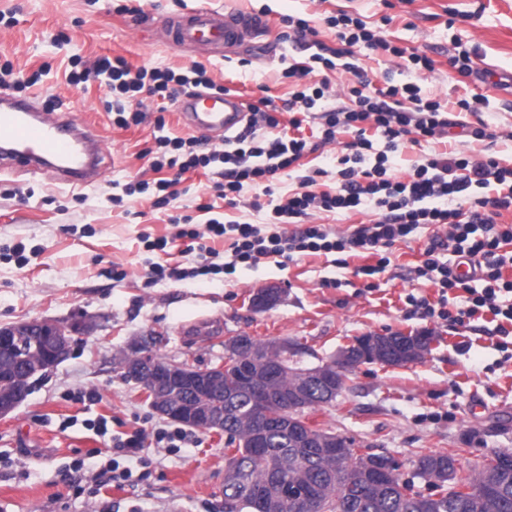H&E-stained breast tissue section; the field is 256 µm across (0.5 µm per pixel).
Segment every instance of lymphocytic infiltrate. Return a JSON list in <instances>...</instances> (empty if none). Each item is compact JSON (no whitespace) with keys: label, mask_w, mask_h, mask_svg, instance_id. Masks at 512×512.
I'll return each instance as SVG.
<instances>
[{"label":"lymphocytic infiltrate","mask_w":512,"mask_h":512,"mask_svg":"<svg viewBox=\"0 0 512 512\" xmlns=\"http://www.w3.org/2000/svg\"><path fill=\"white\" fill-rule=\"evenodd\" d=\"M338 39L345 44V70L357 80L347 88L349 107L320 110L321 101L331 95L328 77L310 84L306 78L315 66L334 70L335 62L324 54L315 53L305 65L288 67L286 78L300 80V90L293 92L284 105L272 98L259 99L250 123L229 139L224 149H205L201 139L161 135L156 139L154 171H175V178L160 177L155 181L138 180L124 185L122 194L113 196V203L124 197L150 194L153 205L164 208L174 201L178 192V175L198 168L214 169L220 178L218 196L228 205H236L247 185L272 184L286 170L293 168L311 146L301 130L313 113L323 119L321 145L336 143L342 132H352L354 139L337 157L339 182L334 191L315 193L314 179L299 178L298 192L273 206L269 221L273 232L236 220L222 222L209 219L205 230L193 227L180 229L179 237L189 239L190 250L196 251L198 266L186 270L152 264L150 273L158 280L182 281L189 277L224 273L233 274L236 267L257 264L265 257L293 259L306 253H352L374 255L378 261L360 267L361 275L371 277L384 271L389 263L381 249L406 240L420 225L447 227L446 236H434L426 258L418 269L419 275L434 274L439 288L437 303L424 298H412V305L423 316L453 319L455 325L467 326L482 313L503 317L512 322V303L501 304L499 297L512 295V280L504 279L502 270L512 266V255L502 253L504 243L512 241V225L502 223L504 212H512V166H504L496 157L476 159L462 153H434L424 163L413 165L407 180L399 181L389 172V157L402 151L405 144L445 139L454 121L450 110L434 99L421 95L413 83L376 86L362 77L354 47L388 49L393 57L405 60L407 68L429 71L433 62L427 56L397 46H389L362 19L347 13L328 17ZM67 76L70 85L77 86L96 78H104L112 98L106 109L113 125L129 127L141 124L149 105L157 100L175 102L181 92L189 89H215L216 83L205 66L132 68L124 57L102 55L94 61L79 56L70 59ZM289 116V132L279 129L278 112ZM508 186L506 194L491 195V185ZM378 211L377 220L349 232H333L324 225L310 223L316 212H352L364 204ZM305 220L304 228L287 233L284 225ZM224 237L231 241V259L216 263V251L207 246L210 238ZM451 249L453 254L472 264L471 277L456 274L453 265L440 261L439 253ZM478 280L482 289H474L470 280ZM453 289L468 292V305L457 313L447 308L448 293Z\"/></svg>","instance_id":"f902f5d3"}]
</instances>
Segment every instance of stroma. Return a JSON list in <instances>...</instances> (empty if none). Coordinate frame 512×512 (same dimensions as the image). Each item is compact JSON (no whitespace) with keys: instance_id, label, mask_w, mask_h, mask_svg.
Returning <instances> with one entry per match:
<instances>
[{"instance_id":"stroma-1","label":"stroma","mask_w":512,"mask_h":512,"mask_svg":"<svg viewBox=\"0 0 512 512\" xmlns=\"http://www.w3.org/2000/svg\"><path fill=\"white\" fill-rule=\"evenodd\" d=\"M199 2L143 0L145 17L136 21L116 13L113 0H0V13L14 15L13 24L0 25V55L20 74L41 72L35 90L42 99L91 126L107 147L101 177L82 189L48 174L0 173V326L77 317L89 324L69 358L37 377L25 402L0 418V512H225L224 434L198 430L179 448L153 439L176 423L153 411L121 367L130 346L144 342L165 361L206 369L223 364L225 339L245 333L292 344L293 365L309 368L359 336L428 331L434 341L422 360L400 367L361 365L335 401L307 410V424L390 456L405 479H413L420 451L453 455L462 476L492 452H512V338L496 333L486 318L466 329L421 318L406 300L410 294L438 299L437 287L418 275L435 227H422L395 244L387 252L389 265L370 278L355 273L364 258L341 265L332 253L282 263L264 258L230 276L150 280L149 263L196 264L169 214L197 223L212 216L262 224L266 214L256 204L287 197L297 183L285 175L272 192L250 186L238 207H218L207 176L196 170L185 174L172 213L137 196L115 205L114 184L153 178L148 152L158 134L187 137L191 131L172 109L160 116L164 129H157L160 117L153 113L141 125L117 128L105 110L101 80L78 87L66 82L75 53L122 56L146 67L198 62L217 85L241 92L249 102L282 100L292 91L283 76L288 66L317 46L340 48L326 18L342 10L378 27L393 45L418 49L433 61V71L418 73L383 50L356 49L363 73L376 85L388 78L413 82L422 95L444 105L486 96L480 114L455 113L449 142L474 157L493 151L510 166L512 93L488 79L459 76L449 59L467 49L474 69L512 75V0H208L215 8L269 18L268 34L221 57L172 47L161 36L165 20ZM286 15L308 19L315 41L283 40ZM59 33L68 39L60 49L50 43ZM481 122L497 132L495 145L470 137ZM303 134L317 146L303 157L304 169L322 170L318 190L334 188L336 155L333 147L319 144V120H308ZM145 233L168 238L166 250L146 251L140 241ZM117 270L125 271L124 279L114 278ZM269 284L281 288V302L253 311L252 296ZM102 417L107 424L99 431L95 424ZM137 427L148 434L145 467L112 446L113 437ZM113 463L132 471L124 488L106 483Z\"/></svg>"}]
</instances>
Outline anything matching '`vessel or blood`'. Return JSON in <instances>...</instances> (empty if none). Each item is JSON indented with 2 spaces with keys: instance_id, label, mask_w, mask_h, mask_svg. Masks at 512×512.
I'll use <instances>...</instances> for the list:
<instances>
[{
  "instance_id": "b4317fda",
  "label": "vessel or blood",
  "mask_w": 512,
  "mask_h": 512,
  "mask_svg": "<svg viewBox=\"0 0 512 512\" xmlns=\"http://www.w3.org/2000/svg\"><path fill=\"white\" fill-rule=\"evenodd\" d=\"M267 30L257 14L219 11L202 5L170 21L167 40L180 48L201 45L228 48ZM177 110L197 132L229 134L245 123L249 107L238 95L199 93L178 100ZM105 156L104 141L77 126L69 114L53 118L34 97L0 94V170L11 166L31 174H53L73 188L92 185Z\"/></svg>"
}]
</instances>
